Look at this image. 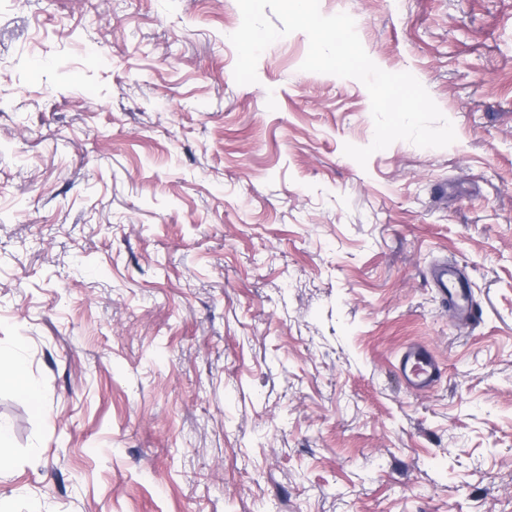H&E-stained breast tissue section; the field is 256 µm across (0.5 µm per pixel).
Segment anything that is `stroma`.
Instances as JSON below:
<instances>
[{
    "label": "stroma",
    "mask_w": 512,
    "mask_h": 512,
    "mask_svg": "<svg viewBox=\"0 0 512 512\" xmlns=\"http://www.w3.org/2000/svg\"><path fill=\"white\" fill-rule=\"evenodd\" d=\"M320 9L455 142L359 165L365 86L302 32L237 84V0H0V512H512V0ZM448 275L453 277L451 287H448ZM431 280L437 288H441L443 299L449 301L455 315L466 323H472L480 318V314L472 307L465 288V274L460 267L448 269L444 264L436 267L431 274ZM396 370L407 389L425 392L442 377V369L435 356L425 346L411 344L401 352ZM12 385L19 393L37 400L39 391L35 384L31 382L26 373L24 361L16 358H2L0 355V386Z\"/></svg>",
    "instance_id": "obj_1"
}]
</instances>
